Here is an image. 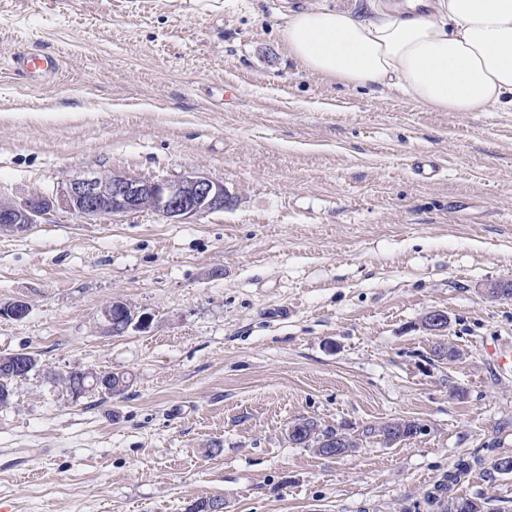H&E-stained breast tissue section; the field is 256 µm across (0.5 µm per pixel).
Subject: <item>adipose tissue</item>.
<instances>
[{
    "label": "adipose tissue",
    "mask_w": 512,
    "mask_h": 512,
    "mask_svg": "<svg viewBox=\"0 0 512 512\" xmlns=\"http://www.w3.org/2000/svg\"><path fill=\"white\" fill-rule=\"evenodd\" d=\"M322 0L287 9L281 35L306 71L398 87L441 112H512V0Z\"/></svg>",
    "instance_id": "ef3b65f1"
}]
</instances>
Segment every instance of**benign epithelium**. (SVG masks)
<instances>
[{"label":"benign epithelium","instance_id":"benign-epithelium-1","mask_svg":"<svg viewBox=\"0 0 512 512\" xmlns=\"http://www.w3.org/2000/svg\"><path fill=\"white\" fill-rule=\"evenodd\" d=\"M230 203L224 184L200 173L156 179L121 172L104 175L86 169L70 179L63 196L64 208L87 220L151 212L173 224L222 210ZM51 210L52 204L42 198L19 205L0 202V233H24L46 220ZM511 293V278L486 288L491 299H503ZM424 324L428 330L441 333L448 328V313L431 310Z\"/></svg>","mask_w":512,"mask_h":512}]
</instances>
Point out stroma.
<instances>
[{
    "instance_id": "obj_1",
    "label": "stroma",
    "mask_w": 512,
    "mask_h": 512,
    "mask_svg": "<svg viewBox=\"0 0 512 512\" xmlns=\"http://www.w3.org/2000/svg\"><path fill=\"white\" fill-rule=\"evenodd\" d=\"M321 0H0V200L42 196L50 222L0 234V353L39 369L0 406L11 512H434L452 495L512 512V112H435L352 89L288 55L286 5ZM53 54L45 81L18 51ZM427 156L439 179L411 164ZM222 181L231 206L183 224L89 221L60 203L76 170ZM121 300L148 329L107 333ZM447 312L443 336L421 325ZM455 350L447 361L431 349ZM127 372L73 398L60 375ZM359 446L289 442L299 417ZM423 430L389 446L364 429ZM12 63L20 75L37 80H44L57 70V63L52 57L33 51L13 54Z\"/></svg>"
}]
</instances>
